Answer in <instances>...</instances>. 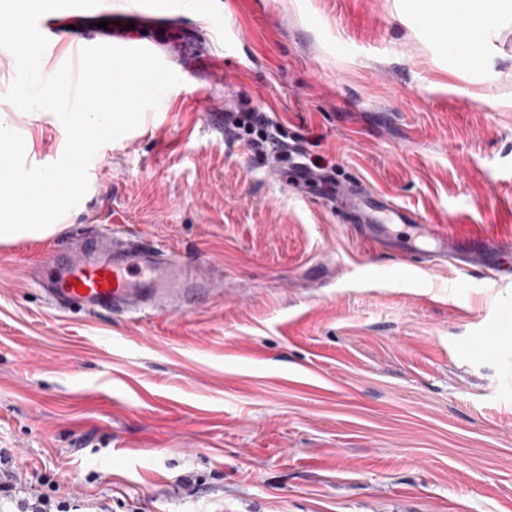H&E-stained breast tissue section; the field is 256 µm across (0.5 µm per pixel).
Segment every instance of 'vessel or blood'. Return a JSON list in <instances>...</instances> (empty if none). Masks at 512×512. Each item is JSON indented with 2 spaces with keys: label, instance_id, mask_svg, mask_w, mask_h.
Returning a JSON list of instances; mask_svg holds the SVG:
<instances>
[{
  "label": "vessel or blood",
  "instance_id": "b4317fda",
  "mask_svg": "<svg viewBox=\"0 0 512 512\" xmlns=\"http://www.w3.org/2000/svg\"><path fill=\"white\" fill-rule=\"evenodd\" d=\"M193 15L172 0H141L138 6L117 8L101 0L90 10L64 9L44 15L40 31L48 38L47 54H55L69 28H76L84 46L111 44L157 51L163 37L181 35L175 54L183 72H190ZM350 215L354 230L378 248H395L393 225L409 229L408 243L419 263L452 266L499 282L512 278V241L482 237H451L422 224L408 207L394 203L358 182H337L329 191ZM76 257L53 277L36 278L42 294L58 308L87 317L117 315L136 322L162 309L185 308L205 294V279L190 274L177 256L162 253L136 237L102 236L95 243L74 238Z\"/></svg>",
  "mask_w": 512,
  "mask_h": 512
}]
</instances>
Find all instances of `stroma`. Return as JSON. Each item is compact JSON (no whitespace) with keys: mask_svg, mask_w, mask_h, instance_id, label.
Wrapping results in <instances>:
<instances>
[{"mask_svg":"<svg viewBox=\"0 0 512 512\" xmlns=\"http://www.w3.org/2000/svg\"><path fill=\"white\" fill-rule=\"evenodd\" d=\"M197 20L202 53L237 52L194 87L421 223L512 239V27L461 71L428 0H210ZM9 119L37 161L64 150L52 116ZM88 177L56 233L0 244V448L20 468L112 512H512V280L371 247L189 99ZM74 232L143 236L214 291L140 322L59 311L29 269Z\"/></svg>","mask_w":512,"mask_h":512,"instance_id":"1","label":"stroma"}]
</instances>
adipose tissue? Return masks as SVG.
Segmentation results:
<instances>
[{"mask_svg": "<svg viewBox=\"0 0 512 512\" xmlns=\"http://www.w3.org/2000/svg\"><path fill=\"white\" fill-rule=\"evenodd\" d=\"M440 20L457 25L460 69L486 68L491 64L495 42L512 26V0H436Z\"/></svg>", "mask_w": 512, "mask_h": 512, "instance_id": "1", "label": "adipose tissue"}]
</instances>
